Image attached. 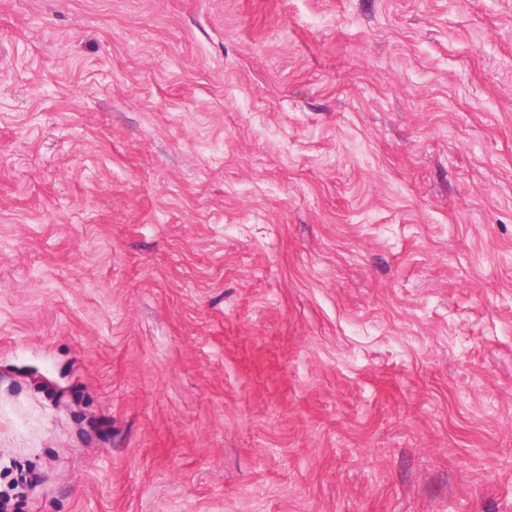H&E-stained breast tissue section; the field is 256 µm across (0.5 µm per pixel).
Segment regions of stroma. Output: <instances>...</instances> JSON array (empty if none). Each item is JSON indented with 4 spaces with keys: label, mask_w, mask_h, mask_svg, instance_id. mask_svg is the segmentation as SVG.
<instances>
[{
    "label": "stroma",
    "mask_w": 512,
    "mask_h": 512,
    "mask_svg": "<svg viewBox=\"0 0 512 512\" xmlns=\"http://www.w3.org/2000/svg\"><path fill=\"white\" fill-rule=\"evenodd\" d=\"M17 512H512V0H0Z\"/></svg>",
    "instance_id": "1"
}]
</instances>
